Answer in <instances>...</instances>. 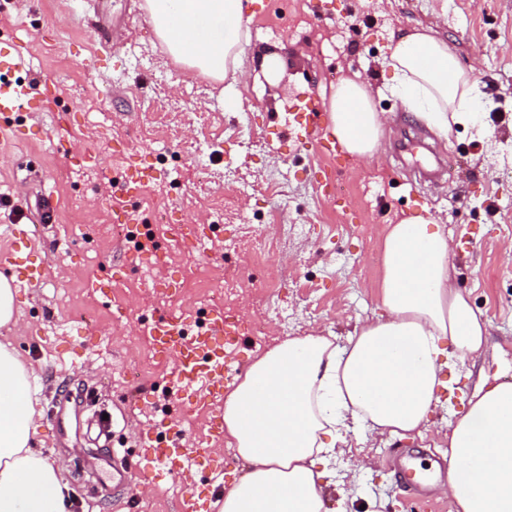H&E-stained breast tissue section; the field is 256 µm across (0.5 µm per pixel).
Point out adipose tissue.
I'll return each instance as SVG.
<instances>
[{
  "instance_id": "1",
  "label": "adipose tissue",
  "mask_w": 512,
  "mask_h": 512,
  "mask_svg": "<svg viewBox=\"0 0 512 512\" xmlns=\"http://www.w3.org/2000/svg\"><path fill=\"white\" fill-rule=\"evenodd\" d=\"M170 53L224 79L244 59L236 35L242 0H146ZM184 34H171L172 21ZM386 64L393 91L440 137L476 125L472 71L446 40L424 29L392 36ZM331 130L351 156H373L384 134L371 84L342 80L330 96ZM451 244L429 211L389 225L379 312L347 343L289 338L255 357L224 401V442L251 465L229 483L217 512H329L324 466L351 423L372 436L422 433L441 403L443 371L480 353L489 328L455 288ZM32 367L0 342V512H67L62 467L35 442L41 414ZM455 512H512V384L480 385L448 434Z\"/></svg>"
}]
</instances>
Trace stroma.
Returning a JSON list of instances; mask_svg holds the SVG:
<instances>
[{
    "label": "stroma",
    "instance_id": "obj_1",
    "mask_svg": "<svg viewBox=\"0 0 512 512\" xmlns=\"http://www.w3.org/2000/svg\"><path fill=\"white\" fill-rule=\"evenodd\" d=\"M143 0H0V44L23 47L37 108L0 115V255L29 225L49 265L21 284L19 324L0 329L34 368L44 455L64 462L71 512H177L187 479L145 482L142 435L185 452L211 447L223 474L193 468L207 501L248 466L211 428L223 400L188 414L175 357L150 335L158 313L196 312L210 294L225 315L261 332L226 350L233 376L275 343L314 333L347 342L374 317L388 225L425 208L452 244L451 272L489 324L479 356L457 363L445 402L422 434L349 436L326 466L331 512H454L434 486L448 479V432L482 382L512 383V0H263L239 49L246 73L218 83L177 63ZM425 28L473 70L480 119L437 137L390 90L389 37ZM286 62L266 76L258 58ZM345 78L379 88L386 118L377 156H335L284 129L297 92L327 103ZM161 171L134 195L117 191L129 165ZM333 173L335 185L319 178ZM132 221L120 225L119 218ZM151 234L166 256L133 263ZM197 274L192 291L153 280ZM99 279L105 291H92ZM110 418L98 437L97 412Z\"/></svg>",
    "mask_w": 512,
    "mask_h": 512
}]
</instances>
